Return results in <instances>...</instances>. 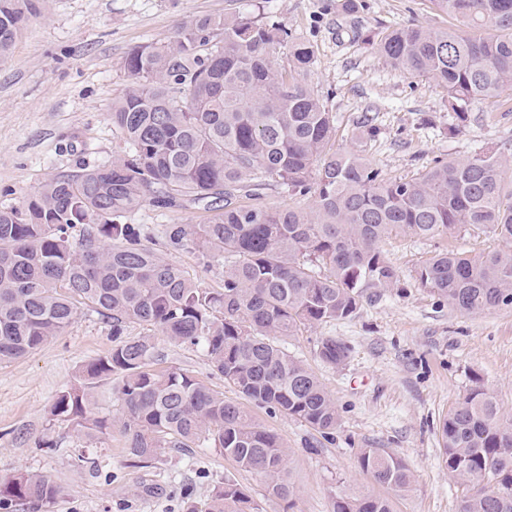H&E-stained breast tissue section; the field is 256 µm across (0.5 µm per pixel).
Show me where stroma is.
<instances>
[{"instance_id": "obj_1", "label": "stroma", "mask_w": 512, "mask_h": 512, "mask_svg": "<svg viewBox=\"0 0 512 512\" xmlns=\"http://www.w3.org/2000/svg\"><path fill=\"white\" fill-rule=\"evenodd\" d=\"M253 0H44L8 58L0 60V208H19L50 178L111 161L124 141L112 125L113 101L126 87L123 61L137 45L166 39L182 25L210 15L244 13ZM340 0H267L270 20L310 43L315 63L307 82L336 117L338 149H358L389 177L414 178L435 161L465 158L490 145L512 148V90L496 111L473 104L466 123L448 110L432 80L389 65L365 35L419 23L458 29L432 0H359L345 14ZM371 112L378 132L366 139L360 124ZM197 205L144 206L131 223L203 224ZM490 233L459 229L430 239L399 236L383 250L400 281L350 318L302 329L282 346L311 367L334 399L340 423L329 435L286 416L253 415L291 452L290 500L269 499L264 482L211 448L162 456L153 467L126 463L123 410L111 385L98 392L97 410L111 426L102 441L77 435L50 408L87 362L112 348V329L80 306L68 330L31 354L0 364V481L21 471L51 477L64 488L52 512H181L179 489L205 501L225 480L244 487L264 512H330L336 492H370L357 463L362 448H380L411 467L410 492L391 493L394 512H458L460 489L441 462L439 426L481 378L512 412V311L461 315L416 280L421 263L448 248L480 254L498 249ZM333 336L349 348L332 367L316 341ZM161 365L188 371L205 386L241 401L212 373L205 354L158 337ZM96 460L79 469V453ZM153 483L158 493L145 494Z\"/></svg>"}]
</instances>
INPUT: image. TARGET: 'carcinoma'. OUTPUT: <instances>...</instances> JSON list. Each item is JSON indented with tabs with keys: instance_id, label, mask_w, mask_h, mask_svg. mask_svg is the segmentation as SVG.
Listing matches in <instances>:
<instances>
[{
	"instance_id": "obj_1",
	"label": "carcinoma",
	"mask_w": 512,
	"mask_h": 512,
	"mask_svg": "<svg viewBox=\"0 0 512 512\" xmlns=\"http://www.w3.org/2000/svg\"><path fill=\"white\" fill-rule=\"evenodd\" d=\"M485 36L412 23L381 35L394 67L444 89L464 122L476 102L512 87V0H435ZM43 0H0V59ZM288 50V66L273 54ZM312 47L256 16H204L174 36L133 48L127 86L112 103L126 143L112 161L47 181L24 207L0 208V363L61 335L86 305L112 324V349L59 392L51 415L87 435L106 434L92 408L98 384L117 376L128 465L148 468L167 451L213 448L263 479L267 496L293 495L290 451L238 403L179 368L157 369L155 336L206 353L212 370L256 407L326 436L339 412L319 376L279 339L351 317L398 283L384 254L399 234L433 238L456 228L490 232L505 246L471 256L445 249L417 271L419 284L464 315L512 310V179L505 149L438 161L414 179L383 175L354 150H331L336 118L307 83ZM271 185L314 196L308 210L243 204ZM188 202L214 212L206 224H164L157 237L224 267L202 288L150 233L129 224L144 205ZM138 326L144 333L130 336ZM330 366L348 346L317 340ZM441 460L462 487L459 512H512V415L475 381L440 426ZM373 484L411 490L402 458L361 448ZM61 486L22 471L0 482V512H50ZM183 512H262L226 480L207 502L182 497ZM331 512H393L388 498L339 492Z\"/></svg>"
}]
</instances>
